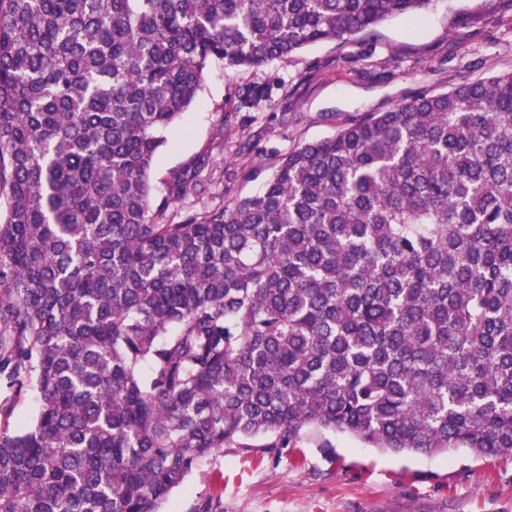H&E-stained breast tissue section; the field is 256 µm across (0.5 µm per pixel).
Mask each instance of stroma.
<instances>
[{
    "instance_id": "obj_1",
    "label": "stroma",
    "mask_w": 512,
    "mask_h": 512,
    "mask_svg": "<svg viewBox=\"0 0 512 512\" xmlns=\"http://www.w3.org/2000/svg\"><path fill=\"white\" fill-rule=\"evenodd\" d=\"M512 72V0H432L418 20L308 47L228 73L213 63L167 132L150 181L205 157L195 189L166 215L213 210L259 191L281 155L332 136L347 117L383 112L419 92ZM161 512H512V460L394 456L317 427L296 447L225 448L201 461Z\"/></svg>"
}]
</instances>
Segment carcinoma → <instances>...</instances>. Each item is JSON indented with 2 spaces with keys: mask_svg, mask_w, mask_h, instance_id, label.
<instances>
[{
  "mask_svg": "<svg viewBox=\"0 0 512 512\" xmlns=\"http://www.w3.org/2000/svg\"><path fill=\"white\" fill-rule=\"evenodd\" d=\"M431 0H0V512H158L315 426L512 460V73L346 119L174 224L150 170L209 64ZM4 405L10 411V416L5 419L10 429H19L30 426L38 410V394L34 389L14 397L11 390L0 383V406Z\"/></svg>",
  "mask_w": 512,
  "mask_h": 512,
  "instance_id": "1",
  "label": "carcinoma"
}]
</instances>
